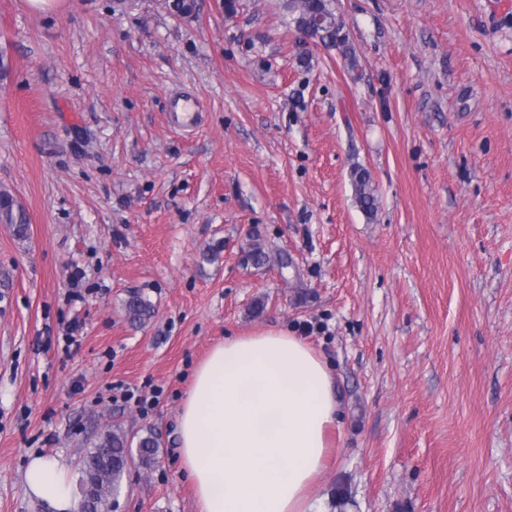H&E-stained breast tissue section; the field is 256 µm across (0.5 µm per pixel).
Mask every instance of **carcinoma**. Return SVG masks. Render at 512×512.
I'll use <instances>...</instances> for the list:
<instances>
[{
    "mask_svg": "<svg viewBox=\"0 0 512 512\" xmlns=\"http://www.w3.org/2000/svg\"><path fill=\"white\" fill-rule=\"evenodd\" d=\"M166 7L171 14L183 19L196 13L197 4L196 0H166ZM280 8L304 38L339 50L350 68L357 66L349 33L343 18L336 13V0H280ZM350 182L357 206L366 216H374L378 197L370 172L356 165L350 171ZM0 223L10 225L19 239L28 235L26 214L14 197L3 189L0 190ZM124 308L133 322H140L151 313L150 302L138 292L128 295ZM160 445V436L150 427L136 432L118 427L98 437L87 450L81 466L79 490H84L92 477L97 497V501L91 504L86 495H81L84 512H98L106 501L120 493L129 464L136 461L145 470L152 468L158 462Z\"/></svg>",
    "mask_w": 512,
    "mask_h": 512,
    "instance_id": "1",
    "label": "carcinoma"
}]
</instances>
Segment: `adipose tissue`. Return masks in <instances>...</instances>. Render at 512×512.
Here are the masks:
<instances>
[{"instance_id":"obj_1","label":"adipose tissue","mask_w":512,"mask_h":512,"mask_svg":"<svg viewBox=\"0 0 512 512\" xmlns=\"http://www.w3.org/2000/svg\"><path fill=\"white\" fill-rule=\"evenodd\" d=\"M341 425L334 377L303 338L225 337L196 366L177 417L199 512H320L312 492ZM24 483L52 512H76L75 477L57 457L32 456Z\"/></svg>"}]
</instances>
